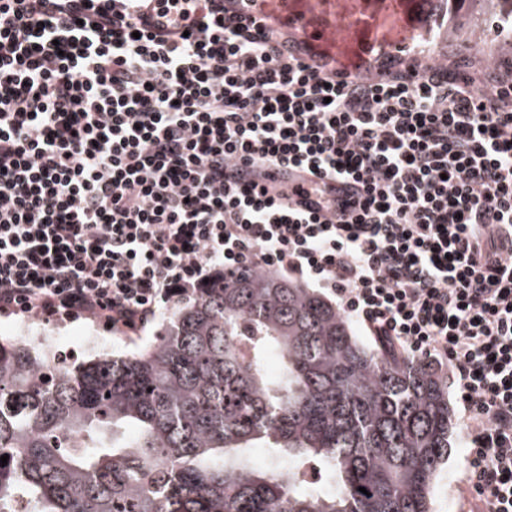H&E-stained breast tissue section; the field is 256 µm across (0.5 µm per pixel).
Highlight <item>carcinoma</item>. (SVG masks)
Returning <instances> with one entry per match:
<instances>
[{
    "label": "carcinoma",
    "instance_id": "carcinoma-1",
    "mask_svg": "<svg viewBox=\"0 0 512 512\" xmlns=\"http://www.w3.org/2000/svg\"><path fill=\"white\" fill-rule=\"evenodd\" d=\"M424 2L461 44L481 15L512 27V0ZM455 428L439 368L270 271L215 282L122 357L0 342V512H430ZM261 444L282 468L254 469Z\"/></svg>",
    "mask_w": 512,
    "mask_h": 512
}]
</instances>
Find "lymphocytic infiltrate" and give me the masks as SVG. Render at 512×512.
I'll use <instances>...</instances> for the list:
<instances>
[{"label":"lymphocytic infiltrate","instance_id":"f902f5d3","mask_svg":"<svg viewBox=\"0 0 512 512\" xmlns=\"http://www.w3.org/2000/svg\"><path fill=\"white\" fill-rule=\"evenodd\" d=\"M264 2L0 0V312L137 335L295 274L449 365L467 489L512 512V57L342 68Z\"/></svg>","mask_w":512,"mask_h":512}]
</instances>
